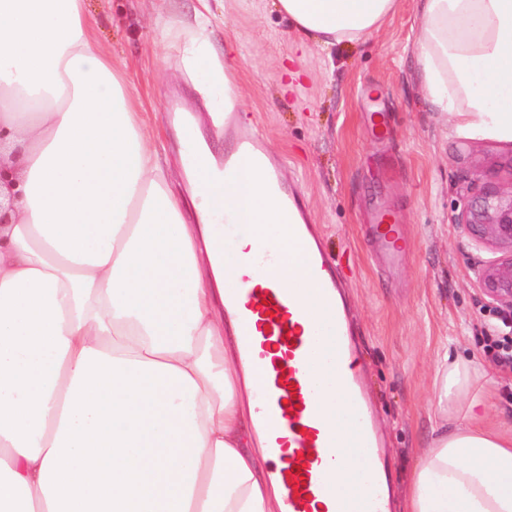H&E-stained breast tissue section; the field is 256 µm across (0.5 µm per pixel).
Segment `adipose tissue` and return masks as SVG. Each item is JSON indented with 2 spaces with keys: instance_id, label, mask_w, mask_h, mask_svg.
<instances>
[{
  "instance_id": "adipose-tissue-1",
  "label": "adipose tissue",
  "mask_w": 512,
  "mask_h": 512,
  "mask_svg": "<svg viewBox=\"0 0 512 512\" xmlns=\"http://www.w3.org/2000/svg\"><path fill=\"white\" fill-rule=\"evenodd\" d=\"M301 44L354 45L400 0H274ZM420 87L459 136L512 143V0H417ZM195 81L222 115L223 67ZM0 132L19 152L0 225V512H281L235 363L215 258L188 223L84 0H0ZM238 224H275L261 168L221 190ZM480 369L440 345L431 438L402 512H512V432ZM465 405L448 424V405Z\"/></svg>"
}]
</instances>
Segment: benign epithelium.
<instances>
[{
    "label": "benign epithelium",
    "instance_id": "obj_1",
    "mask_svg": "<svg viewBox=\"0 0 512 512\" xmlns=\"http://www.w3.org/2000/svg\"><path fill=\"white\" fill-rule=\"evenodd\" d=\"M455 223L478 243L502 253L481 269L479 283L499 309L511 313L512 194L504 195L493 186L480 188Z\"/></svg>",
    "mask_w": 512,
    "mask_h": 512
}]
</instances>
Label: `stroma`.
I'll list each match as a JSON object with an SVG mask.
<instances>
[{"label":"stroma","mask_w":512,"mask_h":512,"mask_svg":"<svg viewBox=\"0 0 512 512\" xmlns=\"http://www.w3.org/2000/svg\"><path fill=\"white\" fill-rule=\"evenodd\" d=\"M210 24L196 28L200 0H86L99 41L120 62L138 111L165 146L173 189L186 180L176 133L166 122L171 98L199 118L215 151L209 108L196 89L191 54L201 48L228 68L237 111L264 138L284 179L297 186L313 223L337 255L348 285L365 381L391 457L407 489L416 451L431 437L430 399L440 340L484 369L490 419L512 428V364L486 349L492 301L478 283L495 252L455 218L486 184L512 191V143L457 136L425 102L414 52L415 0H401L379 32L326 53L300 47L272 0H209ZM305 75L288 90L281 66ZM399 216L410 252L397 267L376 264L368 217L377 204Z\"/></svg>","instance_id":"1"}]
</instances>
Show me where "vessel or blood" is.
<instances>
[{
    "mask_svg": "<svg viewBox=\"0 0 512 512\" xmlns=\"http://www.w3.org/2000/svg\"><path fill=\"white\" fill-rule=\"evenodd\" d=\"M224 139L230 147L218 155L216 169L195 171L204 188L203 204L217 216L223 213L219 185L235 177L242 160L259 165L264 154L260 136L238 113H225ZM266 188L278 199L280 223L228 220L219 243H253L248 262L228 280L224 302L239 320L241 356L257 377L256 429L272 459L282 512H390L389 464L363 389L339 264L325 250L316 225L296 222L301 205L284 188L279 170L268 171ZM373 234L376 251L398 263L407 244L395 214L379 209ZM287 252L299 255L306 268L303 283L291 288L282 264ZM325 371L335 395L323 391ZM343 397L350 402L348 431L331 419ZM349 446L356 447L372 485L368 495L342 497L333 490L343 465L339 451Z\"/></svg>",
    "mask_w": 512,
    "mask_h": 512,
    "instance_id": "1",
    "label": "vessel or blood"
}]
</instances>
